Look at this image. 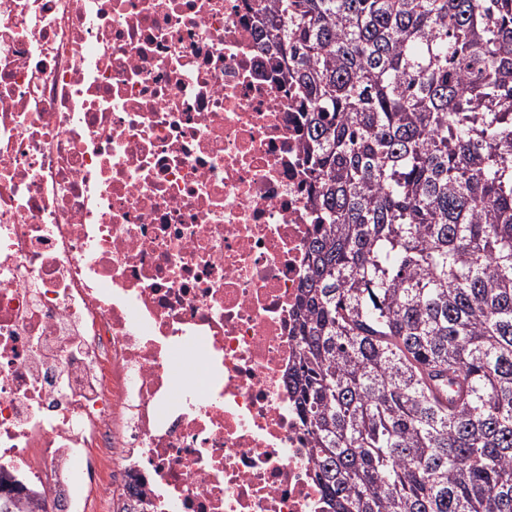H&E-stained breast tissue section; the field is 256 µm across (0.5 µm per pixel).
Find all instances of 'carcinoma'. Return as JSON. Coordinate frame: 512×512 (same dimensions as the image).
Segmentation results:
<instances>
[{"label":"carcinoma","instance_id":"cac0c4a2","mask_svg":"<svg viewBox=\"0 0 512 512\" xmlns=\"http://www.w3.org/2000/svg\"><path fill=\"white\" fill-rule=\"evenodd\" d=\"M317 236L288 392L326 512H512V0H272Z\"/></svg>","mask_w":512,"mask_h":512}]
</instances>
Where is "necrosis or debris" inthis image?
I'll return each mask as SVG.
<instances>
[{"instance_id": "necrosis-or-debris-1", "label": "necrosis or debris", "mask_w": 512, "mask_h": 512, "mask_svg": "<svg viewBox=\"0 0 512 512\" xmlns=\"http://www.w3.org/2000/svg\"><path fill=\"white\" fill-rule=\"evenodd\" d=\"M263 5L0 0V499L323 512L307 115Z\"/></svg>"}]
</instances>
